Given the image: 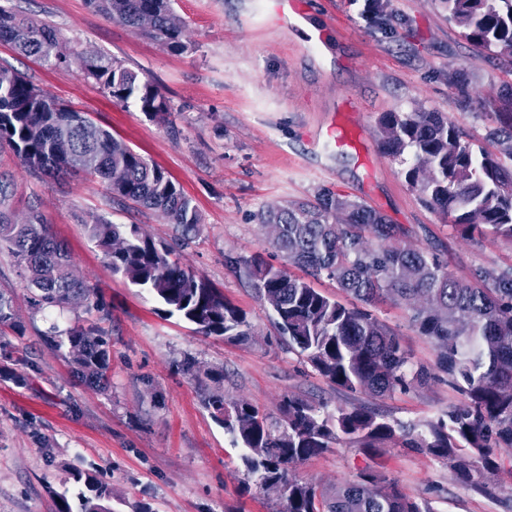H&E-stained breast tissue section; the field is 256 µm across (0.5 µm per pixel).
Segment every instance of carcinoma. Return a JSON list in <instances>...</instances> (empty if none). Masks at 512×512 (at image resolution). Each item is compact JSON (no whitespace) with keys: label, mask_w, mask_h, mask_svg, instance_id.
Masks as SVG:
<instances>
[{"label":"carcinoma","mask_w":512,"mask_h":512,"mask_svg":"<svg viewBox=\"0 0 512 512\" xmlns=\"http://www.w3.org/2000/svg\"><path fill=\"white\" fill-rule=\"evenodd\" d=\"M100 12L129 27L146 29L179 48L182 21L172 0H89ZM462 36L481 54L512 66V0H442ZM0 41L47 65L66 62L62 38L0 6ZM89 77L113 99L134 101L150 117L169 112L165 97L149 82L105 56L86 61ZM499 153L475 151L470 137L445 112H387L379 121L384 154L401 163L409 185L431 209L449 219L460 237L489 240L512 249V91L497 113ZM6 146L34 173L62 177L83 171L101 178L122 202L166 214L186 241L197 235L202 216L162 169L93 123L85 113L57 104L17 72L0 67V147ZM260 223L274 224L270 244L295 277L260 256H229L226 266L246 277L270 306L288 347L323 379L348 393L377 398L406 393L437 378L415 365L399 334L370 307L384 301L409 312V327L435 352L434 367L460 394L448 413L416 424L394 421L367 405L339 407L287 395L272 419L248 401L226 402L208 391L204 406L224 424L232 444L246 449L243 463L258 487L282 503L279 512H432L429 503L400 491L391 480L361 472L332 487L300 481L289 466L345 443L357 448H411L448 465L455 481L489 494L485 474L501 466L500 451H512V265L478 266L459 279L438 255L398 242L399 228L379 211L330 188L313 198L270 207ZM89 238L112 272L147 290L168 316H178L205 336L243 341L251 335L245 313L205 279L171 259L136 224H112L99 217L87 224ZM14 257L34 290L39 310L60 307L71 294L99 306L97 289L74 278L67 248L34 212L22 224L0 209V246ZM336 281L353 298L346 304L311 285ZM46 341L67 349L74 376L108 386L109 342L93 326L53 324ZM182 371L196 379H218L221 371L193 359ZM70 498L58 495L57 512H112V494L92 478Z\"/></svg>","instance_id":"obj_1"}]
</instances>
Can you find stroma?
I'll use <instances>...</instances> for the list:
<instances>
[{"mask_svg":"<svg viewBox=\"0 0 512 512\" xmlns=\"http://www.w3.org/2000/svg\"><path fill=\"white\" fill-rule=\"evenodd\" d=\"M366 0H297L325 42L312 47L303 30L275 21L277 0H173L184 25L183 49L97 11L88 0H0V6L45 23L61 35L67 61L48 66L0 43V66L22 74L57 102L75 108L165 170L202 215L199 234L176 244L161 212L113 201L105 184L82 173L31 174L0 149L6 209L24 221L41 212L71 255V272L97 288L100 308L77 300L37 311L7 249H0V292L10 297L16 327L0 328V512H55L58 493L77 492L92 475L112 493L114 512H276L275 497L252 487L224 427L201 400L202 386L180 365L194 358L223 370L216 387L279 417L283 395L323 400L328 410L353 402L388 418L416 423L445 414L458 394L442 381L390 398L352 396L333 388L289 351L269 305L226 256L284 260L258 213L314 195L343 192L387 215L399 240L436 249L449 271L467 277L477 265L512 264V249L454 234L426 207L404 168L379 143L385 112L448 113L479 145L498 125L494 103L512 71L477 53L439 0H390L384 25L366 17ZM104 55L137 72L166 98V120L135 103L113 100L88 78L85 60ZM341 127L346 146L328 140ZM100 215L136 224L155 241L176 245L183 266L219 288L245 312L247 340L204 336L157 310L155 301L113 273L86 225ZM375 315L398 331L415 361L433 365L431 345L386 302ZM100 327L110 341L108 389L80 383L44 339L50 325ZM372 471L433 512H512V465L487 475L491 494L452 480L447 465L404 448L334 446L290 465L292 477L324 486Z\"/></svg>","mask_w":512,"mask_h":512,"instance_id":"obj_1","label":"stroma"}]
</instances>
